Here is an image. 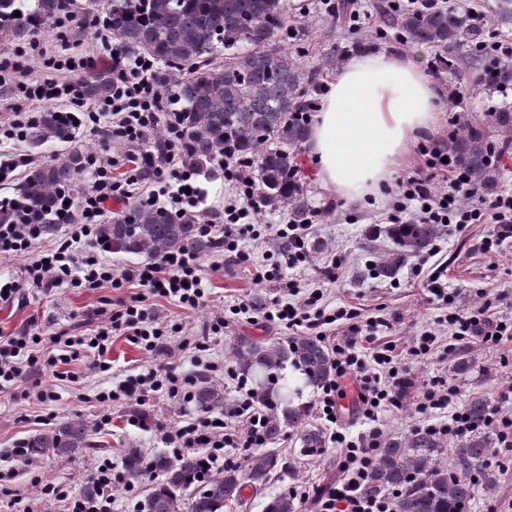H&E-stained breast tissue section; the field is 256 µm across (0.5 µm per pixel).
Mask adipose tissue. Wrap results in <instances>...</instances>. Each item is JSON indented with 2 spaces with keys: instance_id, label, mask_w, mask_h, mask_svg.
Instances as JSON below:
<instances>
[{
  "instance_id": "1",
  "label": "adipose tissue",
  "mask_w": 512,
  "mask_h": 512,
  "mask_svg": "<svg viewBox=\"0 0 512 512\" xmlns=\"http://www.w3.org/2000/svg\"><path fill=\"white\" fill-rule=\"evenodd\" d=\"M436 91L422 66L386 53L352 57L310 127L319 179L354 201L387 181L407 145L436 122Z\"/></svg>"
}]
</instances>
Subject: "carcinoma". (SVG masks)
<instances>
[{
    "mask_svg": "<svg viewBox=\"0 0 512 512\" xmlns=\"http://www.w3.org/2000/svg\"><path fill=\"white\" fill-rule=\"evenodd\" d=\"M21 15L16 17L14 12ZM103 18L123 49L163 64L156 81L172 89V106L180 113L184 161L192 167L212 162L218 148L233 142L252 159L255 190L266 205L285 204L291 222L309 223L312 209L298 175V152L309 136L301 113L312 109L304 86L316 85V76L302 70L278 37L288 29L285 0H33L24 9L17 0H0V38L24 42L37 30L62 19L80 30ZM384 28L400 31L415 44L447 50L477 43L479 33L452 9L424 13H388L380 16ZM224 48L228 63L222 69L205 65ZM489 85H512V67L489 75ZM112 93V74L102 70L83 80L81 95L90 101ZM491 124L502 134L512 132V107L495 111ZM76 125L61 111L39 113L27 127L25 139L34 146L68 143ZM448 155L486 195L500 188V170L492 162L494 140L485 126L464 124L442 143ZM86 158L73 151L29 169L18 188L21 208L51 233L56 224L54 195L73 191L85 169ZM100 233L112 250L145 260L171 252L201 255L217 242L200 235L192 215L175 216L160 207L134 204L130 218L101 225ZM394 247L381 256L372 272L393 277L411 258L429 250L441 234L438 224H394L387 228ZM238 371L250 378L256 394L269 407L268 441L285 434L295 437L306 452L325 445V435L306 421L304 409L292 405L295 390L277 384L275 373L291 363L312 386L333 378L336 366L325 342L315 336L282 341L249 339L233 348ZM202 410H224V390L205 374L196 376L193 396ZM95 431L80 418H67L44 429L11 450L12 456H34L69 461L95 447ZM492 438L476 430L453 443L423 428L385 440L378 449L367 485L374 491L399 490L396 512H464L479 490L496 489L499 472L486 464ZM453 449L454 465L441 461ZM205 466L197 452L150 456L132 444L122 451L127 481L159 479L143 504L144 512H224V504L243 498L246 489L260 496L273 475L288 470L275 451L256 456L246 466L224 465L221 473L200 482ZM295 498L283 490L269 498L263 512H296Z\"/></svg>",
    "mask_w": 512,
    "mask_h": 512,
    "instance_id": "carcinoma-1",
    "label": "carcinoma"
}]
</instances>
